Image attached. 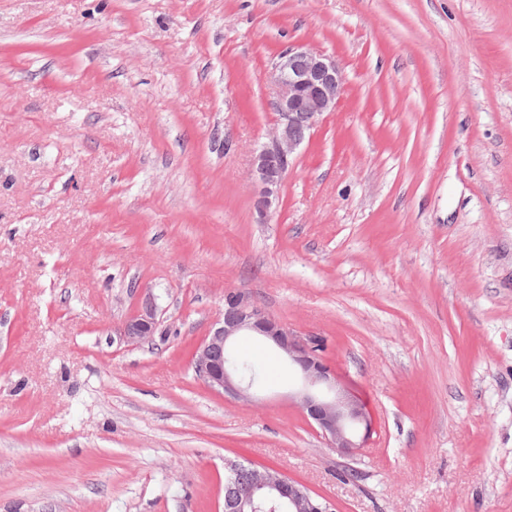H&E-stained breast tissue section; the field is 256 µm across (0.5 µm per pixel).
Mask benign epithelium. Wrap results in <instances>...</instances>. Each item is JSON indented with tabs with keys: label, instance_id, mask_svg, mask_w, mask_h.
I'll use <instances>...</instances> for the list:
<instances>
[{
	"label": "benign epithelium",
	"instance_id": "7a95c632",
	"mask_svg": "<svg viewBox=\"0 0 512 512\" xmlns=\"http://www.w3.org/2000/svg\"><path fill=\"white\" fill-rule=\"evenodd\" d=\"M271 79L277 120L269 141L251 161L257 185L254 206L262 216L276 208L298 149L324 115L335 111L345 81L334 57L300 47H290L278 55ZM158 325L156 304L150 296L113 335L127 344H140L152 340ZM240 336H253L270 346L297 374L301 386L291 394L293 404L327 447L343 454L364 448L371 426L369 414L325 360L321 340L288 328L241 292L225 293L220 326L193 352L192 366L199 380L227 397L255 401L257 387L224 366V350ZM230 470L234 475L246 473L247 480L242 491L233 484L224 488V512H276L281 507L288 512H335L331 501L276 469L234 464Z\"/></svg>",
	"mask_w": 512,
	"mask_h": 512
}]
</instances>
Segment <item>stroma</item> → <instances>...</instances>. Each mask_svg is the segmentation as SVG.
Masks as SVG:
<instances>
[{
	"label": "stroma",
	"instance_id": "35a3bbf8",
	"mask_svg": "<svg viewBox=\"0 0 512 512\" xmlns=\"http://www.w3.org/2000/svg\"><path fill=\"white\" fill-rule=\"evenodd\" d=\"M291 46L345 90L263 221ZM229 291L326 338L365 448L274 351L260 401L196 377ZM228 460L335 512H512V0H0V512H222ZM158 325L156 304L149 295L141 309L113 331V334L121 336L122 341L127 344H140L152 340Z\"/></svg>",
	"mask_w": 512,
	"mask_h": 512
}]
</instances>
